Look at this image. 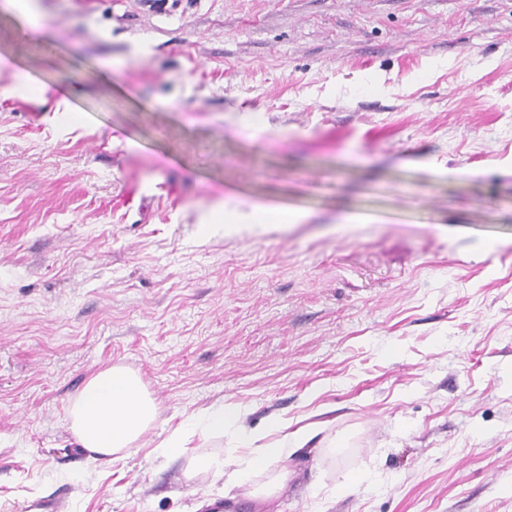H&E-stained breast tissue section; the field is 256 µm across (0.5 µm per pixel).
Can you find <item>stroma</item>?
<instances>
[{
  "instance_id": "1",
  "label": "stroma",
  "mask_w": 512,
  "mask_h": 512,
  "mask_svg": "<svg viewBox=\"0 0 512 512\" xmlns=\"http://www.w3.org/2000/svg\"><path fill=\"white\" fill-rule=\"evenodd\" d=\"M31 5L39 38L0 7V512H512V0ZM110 365L158 416L94 463L68 408ZM220 402L309 428L273 495L189 475L234 431L160 449Z\"/></svg>"
}]
</instances>
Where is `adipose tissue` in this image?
<instances>
[{
    "instance_id": "ef3b65f1",
    "label": "adipose tissue",
    "mask_w": 512,
    "mask_h": 512,
    "mask_svg": "<svg viewBox=\"0 0 512 512\" xmlns=\"http://www.w3.org/2000/svg\"><path fill=\"white\" fill-rule=\"evenodd\" d=\"M71 431L80 447L90 452L92 460H114L128 449L157 418V404L142 386L139 377L122 366H108L93 373L69 406ZM240 409L214 404L204 413L189 418L183 429L174 430L165 440L166 448L184 447L186 430H197L207 436H220L234 430L240 447H250L258 432L241 424ZM307 428L295 430L290 442L271 445L258 454L215 458L198 455L192 460L196 473L217 476L230 474L236 485L252 486L253 476L269 462L287 458L308 440Z\"/></svg>"
}]
</instances>
